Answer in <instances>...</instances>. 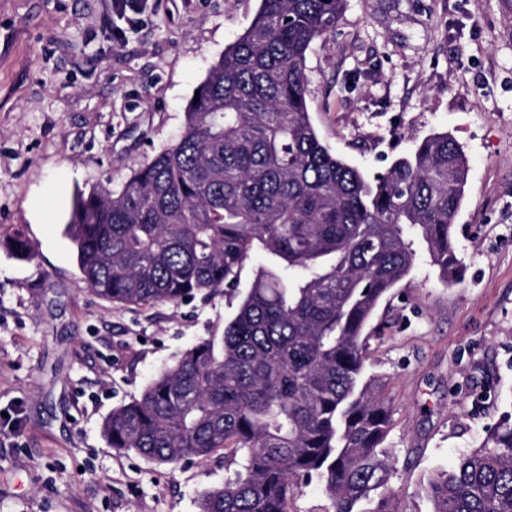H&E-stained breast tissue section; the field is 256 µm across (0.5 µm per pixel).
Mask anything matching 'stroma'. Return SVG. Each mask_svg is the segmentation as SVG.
I'll return each mask as SVG.
<instances>
[{
    "instance_id": "obj_1",
    "label": "stroma",
    "mask_w": 512,
    "mask_h": 512,
    "mask_svg": "<svg viewBox=\"0 0 512 512\" xmlns=\"http://www.w3.org/2000/svg\"><path fill=\"white\" fill-rule=\"evenodd\" d=\"M261 0H148L114 43L108 0H0V512H199L223 454L158 465L102 423L199 340L241 291L122 306L93 294L65 234L76 200L122 183L180 135L208 69ZM321 142L366 174L424 137L468 158L453 226L463 279L423 242L380 303L367 364L393 399L396 512L512 411V0H347L306 55ZM28 243L26 255L11 247Z\"/></svg>"
}]
</instances>
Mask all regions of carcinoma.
Here are the masks:
<instances>
[{
    "mask_svg": "<svg viewBox=\"0 0 512 512\" xmlns=\"http://www.w3.org/2000/svg\"><path fill=\"white\" fill-rule=\"evenodd\" d=\"M346 0H261L185 112L184 131L121 189L80 198L68 232L82 279L121 305L237 288L224 334L198 341L112 409L117 450L159 465L224 452L199 512H289L315 480L332 512H395L391 398L365 331L426 243L442 278L464 268L453 224L468 168L449 134L366 176L318 138L306 54ZM432 512H512V419L428 484Z\"/></svg>",
    "mask_w": 512,
    "mask_h": 512,
    "instance_id": "cac0c4a2",
    "label": "carcinoma"
}]
</instances>
